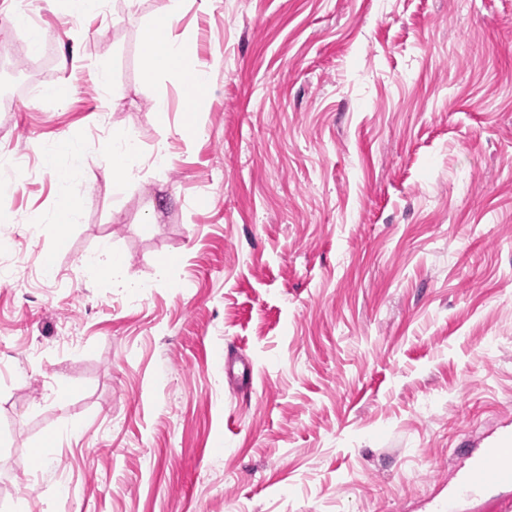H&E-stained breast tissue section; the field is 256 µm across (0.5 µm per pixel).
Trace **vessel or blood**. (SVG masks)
<instances>
[{
    "mask_svg": "<svg viewBox=\"0 0 512 512\" xmlns=\"http://www.w3.org/2000/svg\"><path fill=\"white\" fill-rule=\"evenodd\" d=\"M224 372L234 390H248L254 383L250 364L228 365ZM452 500L467 503L471 512H512V428L500 430L484 447L470 451L448 494L429 499L427 508L447 512Z\"/></svg>",
    "mask_w": 512,
    "mask_h": 512,
    "instance_id": "obj_1",
    "label": "vessel or blood"
}]
</instances>
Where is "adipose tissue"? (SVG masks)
<instances>
[{"instance_id":"obj_1","label":"adipose tissue","mask_w":512,"mask_h":512,"mask_svg":"<svg viewBox=\"0 0 512 512\" xmlns=\"http://www.w3.org/2000/svg\"><path fill=\"white\" fill-rule=\"evenodd\" d=\"M182 8L183 0H166L151 21L152 26L164 27V35L158 39H145L142 48L149 63L146 78H153L159 73L175 76L180 81L181 97L192 101L193 111L187 114L182 128L186 136L193 137L199 132L195 115L204 111L206 105V78L202 72L189 66L186 45L174 34V23Z\"/></svg>"}]
</instances>
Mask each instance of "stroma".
I'll return each instance as SVG.
<instances>
[{"instance_id": "35a3bbf8", "label": "stroma", "mask_w": 512, "mask_h": 512, "mask_svg": "<svg viewBox=\"0 0 512 512\" xmlns=\"http://www.w3.org/2000/svg\"><path fill=\"white\" fill-rule=\"evenodd\" d=\"M14 3L0 157L29 166L0 256L27 265L0 283V512H421L512 423V0H185L208 79L188 141L178 79L143 77L163 0H42L37 54ZM105 248L134 290L92 266ZM138 144L128 135L113 137L112 143L106 148L107 167L113 179L118 182L126 181L133 172L132 162L138 153ZM224 372L228 382L236 391H245L254 383V372L249 363H242L237 371L231 366L229 359L224 362Z\"/></svg>"}]
</instances>
